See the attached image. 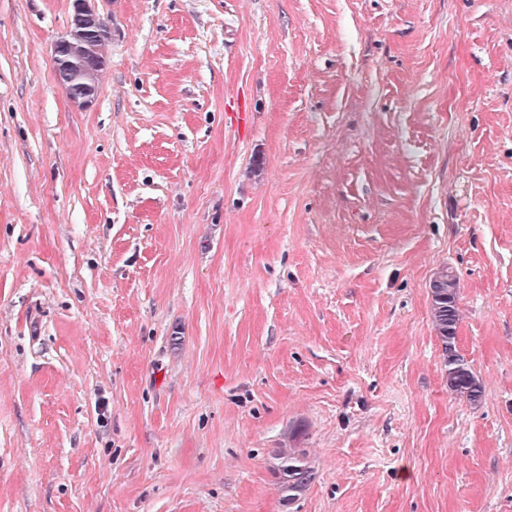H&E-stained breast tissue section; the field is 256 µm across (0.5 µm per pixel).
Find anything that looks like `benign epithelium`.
<instances>
[{"mask_svg": "<svg viewBox=\"0 0 512 512\" xmlns=\"http://www.w3.org/2000/svg\"><path fill=\"white\" fill-rule=\"evenodd\" d=\"M96 0H72L68 29L54 44V58L60 62L56 68L59 83L70 100L79 107H88L95 101L98 85L91 65L87 63L86 44L93 40L107 43L111 32L99 26L100 13Z\"/></svg>", "mask_w": 512, "mask_h": 512, "instance_id": "obj_1", "label": "benign epithelium"}]
</instances>
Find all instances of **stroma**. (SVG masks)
I'll list each match as a JSON object with an SVG mask.
<instances>
[{"instance_id":"obj_1","label":"stroma","mask_w":512,"mask_h":512,"mask_svg":"<svg viewBox=\"0 0 512 512\" xmlns=\"http://www.w3.org/2000/svg\"><path fill=\"white\" fill-rule=\"evenodd\" d=\"M71 4L0 0V512H512V0H101L86 108ZM96 0H73L68 29L54 44V58L59 83L78 107H89L98 94V85L91 65L87 63L86 44L93 40L108 43L110 31H102ZM438 285L431 283L432 318L435 330L444 344L445 367L448 368V389L477 402L482 388L479 380L456 354L455 339L458 323L459 288L455 275L448 268L437 272ZM278 456L283 467L279 469L282 498L291 503L313 480V470L308 466L304 449L282 448Z\"/></svg>"}]
</instances>
